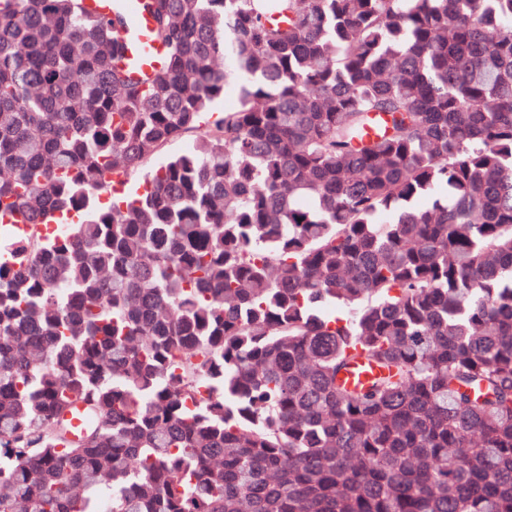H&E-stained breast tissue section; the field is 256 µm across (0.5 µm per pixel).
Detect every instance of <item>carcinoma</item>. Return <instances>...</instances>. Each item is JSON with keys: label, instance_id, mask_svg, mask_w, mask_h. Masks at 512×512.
<instances>
[{"label": "carcinoma", "instance_id": "obj_1", "mask_svg": "<svg viewBox=\"0 0 512 512\" xmlns=\"http://www.w3.org/2000/svg\"><path fill=\"white\" fill-rule=\"evenodd\" d=\"M139 7L0 0V512H512V0ZM123 4L122 12L125 14L126 27L118 32L123 40L132 39V57L141 63L145 72H150L157 64L155 58L162 54V50L155 46L149 38L150 22L148 17L139 9V0H120Z\"/></svg>", "mask_w": 512, "mask_h": 512}]
</instances>
